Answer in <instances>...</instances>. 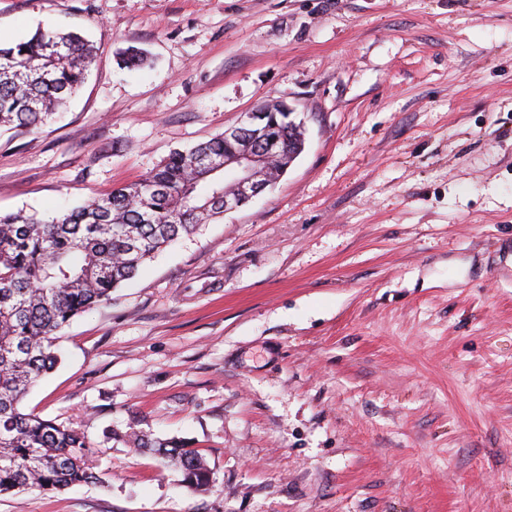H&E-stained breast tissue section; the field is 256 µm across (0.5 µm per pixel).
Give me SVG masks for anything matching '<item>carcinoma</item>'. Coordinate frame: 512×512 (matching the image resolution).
Instances as JSON below:
<instances>
[{
  "mask_svg": "<svg viewBox=\"0 0 512 512\" xmlns=\"http://www.w3.org/2000/svg\"><path fill=\"white\" fill-rule=\"evenodd\" d=\"M94 51L80 34L39 29L29 39L0 48V128H36L63 108L83 84ZM140 49L126 48L120 62L141 68ZM265 119L246 135L262 149L271 136L282 149L302 131L278 102L262 106ZM242 140L220 134L175 151L127 186L46 221L22 212L0 215V495L62 491L99 483L83 432L23 412L29 389L58 363L57 333L75 316L111 299L161 248L224 215V171L212 163L238 150ZM288 165L270 157L263 175L277 178ZM134 448L178 467L185 487L208 490L211 472L202 458L176 440L131 431Z\"/></svg>",
  "mask_w": 512,
  "mask_h": 512,
  "instance_id": "carcinoma-1",
  "label": "carcinoma"
}]
</instances>
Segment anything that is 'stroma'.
<instances>
[{
	"label": "stroma",
	"instance_id": "obj_1",
	"mask_svg": "<svg viewBox=\"0 0 512 512\" xmlns=\"http://www.w3.org/2000/svg\"><path fill=\"white\" fill-rule=\"evenodd\" d=\"M40 28L97 56L55 121L0 132L2 215L271 99L306 147L60 331L23 409L80 429L103 482L0 512H512V0H0V45ZM131 427L211 489L110 439ZM132 431L128 434L129 442L133 448L146 451L149 450L162 460L163 463L171 464L178 467L183 474V482L185 487L193 492H203L208 490L212 483L211 472L205 465L202 458L193 450L176 440H159L149 435L136 432L132 427ZM112 439L123 436L112 430L110 433Z\"/></svg>",
	"mask_w": 512,
	"mask_h": 512
}]
</instances>
